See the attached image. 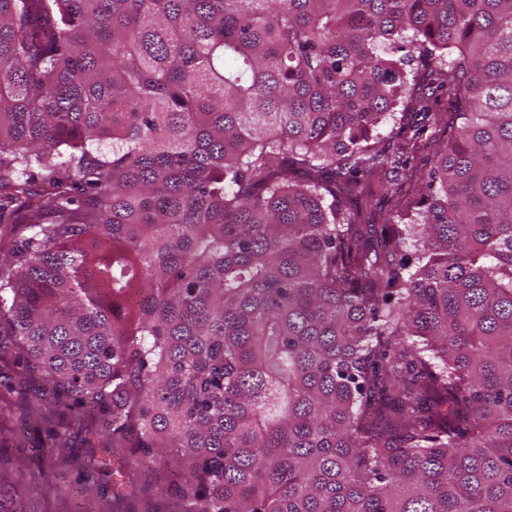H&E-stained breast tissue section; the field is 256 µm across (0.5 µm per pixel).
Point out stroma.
Segmentation results:
<instances>
[{"label": "stroma", "instance_id": "35a3bbf8", "mask_svg": "<svg viewBox=\"0 0 512 512\" xmlns=\"http://www.w3.org/2000/svg\"><path fill=\"white\" fill-rule=\"evenodd\" d=\"M430 112L407 111L406 129L383 125L387 153L405 148L408 165L386 170L385 188L371 198L375 223L390 224L417 196L432 150L446 143L454 120L447 95ZM53 391L37 376L23 377L10 336L0 335V512H177L178 465L160 449L154 461L114 452L101 417L68 436Z\"/></svg>", "mask_w": 512, "mask_h": 512}]
</instances>
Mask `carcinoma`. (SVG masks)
Segmentation results:
<instances>
[{"instance_id":"carcinoma-1","label":"carcinoma","mask_w":512,"mask_h":512,"mask_svg":"<svg viewBox=\"0 0 512 512\" xmlns=\"http://www.w3.org/2000/svg\"><path fill=\"white\" fill-rule=\"evenodd\" d=\"M3 325L181 512H512V0H0ZM431 110L424 113L415 110L405 111L402 120L406 130L396 135L390 134L393 121L383 125L380 129L384 141L383 148L389 155H393L399 147H404V155L409 156L406 167L402 165L388 166L384 182L391 185L396 192H387L385 189L375 190L371 198V211L375 224H393L397 221V214L407 207L417 196L420 186V176L430 167L432 150L438 144L448 140V132L455 118L453 106L447 94L430 100ZM418 132L420 134L418 135Z\"/></svg>"}]
</instances>
